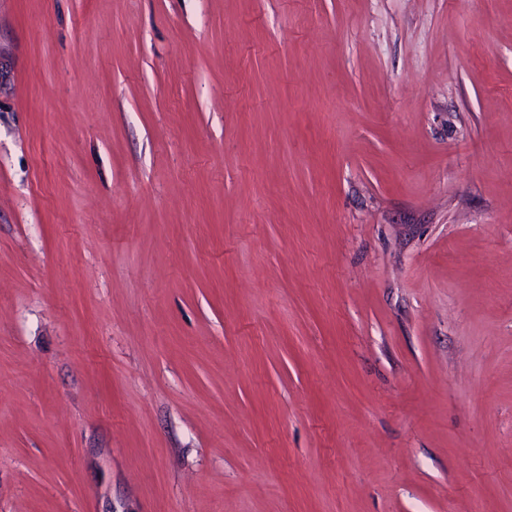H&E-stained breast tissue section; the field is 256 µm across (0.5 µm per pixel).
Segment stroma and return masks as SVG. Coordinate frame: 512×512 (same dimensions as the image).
<instances>
[{
    "instance_id": "1",
    "label": "stroma",
    "mask_w": 512,
    "mask_h": 512,
    "mask_svg": "<svg viewBox=\"0 0 512 512\" xmlns=\"http://www.w3.org/2000/svg\"><path fill=\"white\" fill-rule=\"evenodd\" d=\"M0 512H512V0H0Z\"/></svg>"
}]
</instances>
